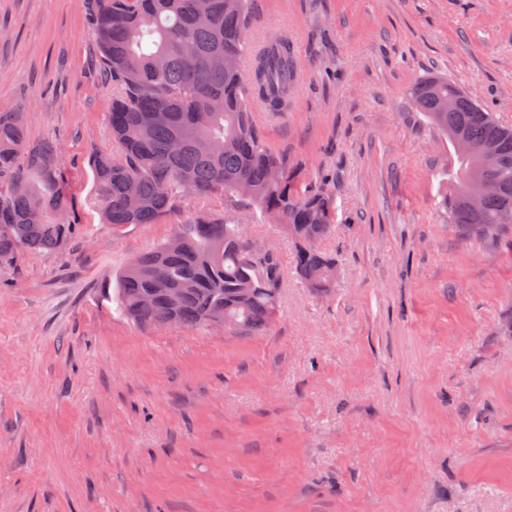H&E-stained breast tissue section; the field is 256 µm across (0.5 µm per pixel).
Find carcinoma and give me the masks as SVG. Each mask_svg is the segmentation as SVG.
Instances as JSON below:
<instances>
[{"label": "carcinoma", "mask_w": 512, "mask_h": 512, "mask_svg": "<svg viewBox=\"0 0 512 512\" xmlns=\"http://www.w3.org/2000/svg\"><path fill=\"white\" fill-rule=\"evenodd\" d=\"M209 3L200 16L196 0H92L96 62L112 88L108 120L120 146V156L100 155L92 163L96 203L105 223L120 229L154 224L195 195L233 201L245 185L255 210L295 232L301 279L314 292L329 293L336 263L317 242L334 224L332 198L302 190L301 168L270 151L252 118L254 99L274 111L288 102L294 78L288 38L270 37L247 71L250 0ZM183 42L195 46L193 56L179 52ZM412 97L445 137L461 134L495 149L491 172L476 158L458 156L445 179L456 184L446 198L450 222L496 234L512 216V129L446 78L420 81ZM213 98L221 108L210 106ZM176 138L185 142L179 153L171 151ZM473 193L483 198L478 210L467 201ZM74 230L57 148L27 140L23 113L0 112V261L20 249H59ZM178 235L112 277L121 312L148 326H204L228 317L235 329L266 331L279 307L275 255L252 251L235 221L199 219L178 225Z\"/></svg>", "instance_id": "1"}]
</instances>
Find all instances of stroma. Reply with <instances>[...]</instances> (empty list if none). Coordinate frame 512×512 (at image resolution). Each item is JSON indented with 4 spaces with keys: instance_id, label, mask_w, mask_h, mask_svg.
Listing matches in <instances>:
<instances>
[{
    "instance_id": "1",
    "label": "stroma",
    "mask_w": 512,
    "mask_h": 512,
    "mask_svg": "<svg viewBox=\"0 0 512 512\" xmlns=\"http://www.w3.org/2000/svg\"><path fill=\"white\" fill-rule=\"evenodd\" d=\"M250 43H292L268 148L328 192L317 295L277 222L196 197L113 229L92 162L118 153L83 0H0V112L58 146L77 228L0 262V512H512V226L452 224L426 75L512 127V0H254ZM203 216L282 268L261 334L146 326L105 286Z\"/></svg>"
}]
</instances>
